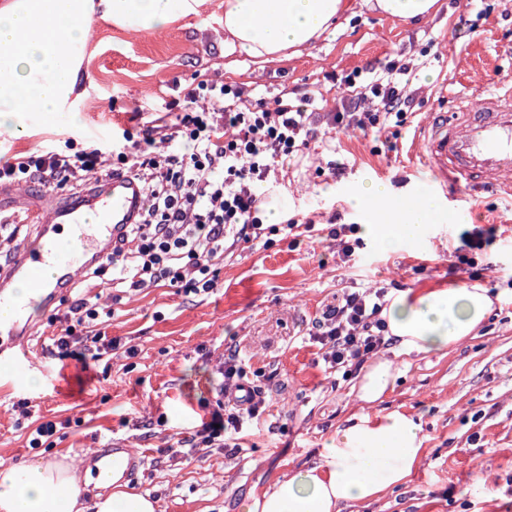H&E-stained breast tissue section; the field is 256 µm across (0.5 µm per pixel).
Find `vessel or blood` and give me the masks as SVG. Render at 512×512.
<instances>
[{
    "label": "vessel or blood",
    "mask_w": 512,
    "mask_h": 512,
    "mask_svg": "<svg viewBox=\"0 0 512 512\" xmlns=\"http://www.w3.org/2000/svg\"><path fill=\"white\" fill-rule=\"evenodd\" d=\"M412 154L432 172L436 190L444 192L466 182L512 195V81L502 79L489 90L459 96L452 111L433 112L419 124ZM144 198V188L122 174L105 178L75 197L34 193L27 220L34 224L40 244L23 246L0 264V305L14 308L9 320L0 321V352H11L18 360L29 359L32 353L30 322L16 302L15 283L30 282L39 302L51 307L61 293L70 291L78 271L110 255ZM65 230L70 233V248L55 249ZM45 267L51 276L43 281L39 272ZM94 459L121 470L126 479L145 464L142 456L117 442L97 449Z\"/></svg>",
    "instance_id": "vessel-or-blood-1"
}]
</instances>
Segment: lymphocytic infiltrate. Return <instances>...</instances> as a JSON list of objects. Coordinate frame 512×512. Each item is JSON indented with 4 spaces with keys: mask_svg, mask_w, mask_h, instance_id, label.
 <instances>
[{
    "mask_svg": "<svg viewBox=\"0 0 512 512\" xmlns=\"http://www.w3.org/2000/svg\"><path fill=\"white\" fill-rule=\"evenodd\" d=\"M413 67L391 60L373 71L366 85L354 78L346 84L353 93L344 110L315 112L309 98L241 103L239 90L210 79L199 80L185 95L183 113L174 123L146 130L142 139L130 131L108 141H89L76 148L73 139L29 156L0 160V181L34 180L61 189L103 174L110 158L123 173L145 186L146 202L135 223L126 230L92 276L110 272L113 287L138 291L160 284L184 293H207L217 286L218 265L238 242L263 233V183L280 162L317 138L321 126L381 131L390 120H403L412 99L406 92ZM387 289L343 292L315 322L314 337L323 345L322 359L331 370L362 365L385 344L387 324L382 317ZM96 303L76 299L66 316L64 335L55 337L59 357L69 356L77 334H84L89 361L114 355L120 341L99 326ZM224 389L246 392L188 438L215 448H237L246 419L259 415L265 398L258 385L248 384L236 352L224 359Z\"/></svg>",
    "mask_w": 512,
    "mask_h": 512,
    "instance_id": "lymphocytic-infiltrate-1",
    "label": "lymphocytic infiltrate"
}]
</instances>
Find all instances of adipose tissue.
<instances>
[{
	"label": "adipose tissue",
	"mask_w": 512,
	"mask_h": 512,
	"mask_svg": "<svg viewBox=\"0 0 512 512\" xmlns=\"http://www.w3.org/2000/svg\"><path fill=\"white\" fill-rule=\"evenodd\" d=\"M205 0H0V135L25 132L34 119L69 113L80 123L82 69L93 22L129 34H158L199 15ZM225 45L276 60L313 46L350 0H222ZM367 218L366 237L384 252L421 240L440 206L423 192L408 196L396 218L387 184L365 177L344 198ZM487 288H434L394 296L383 311L397 352L431 354L474 337L492 310ZM399 370L386 355L364 367L354 388L359 404L324 442L317 459L257 496L250 512H341L367 506L408 484L426 455L419 417L377 412ZM118 474L84 470L74 461L0 460V512H160L158 500L118 488Z\"/></svg>",
	"instance_id": "ef3b65f1"
}]
</instances>
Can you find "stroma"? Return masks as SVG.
I'll return each mask as SVG.
<instances>
[{
  "label": "stroma",
  "mask_w": 512,
  "mask_h": 512,
  "mask_svg": "<svg viewBox=\"0 0 512 512\" xmlns=\"http://www.w3.org/2000/svg\"><path fill=\"white\" fill-rule=\"evenodd\" d=\"M224 10L207 0L200 15L163 34L131 35L95 21L83 61L89 76L81 126L60 112L18 136H0V155L11 157L58 145L61 136L86 146L116 128L141 134L153 120L180 113L185 93L204 77L241 88L247 101L274 102L288 92L308 96L314 108L339 105L338 79L378 61L416 65L408 92L412 115L393 149L357 131L310 142L278 170L274 197H287L288 215L312 222V235L273 234L240 243L224 259L217 288L185 295L160 286L140 293L102 288L100 320L108 336L134 347L91 368L83 346L59 358L53 343L71 304L64 299L34 313V366L38 390L14 372L0 375V458L22 463L81 455L116 441L146 464L128 481L130 491L158 498L161 512H245L254 498L289 470L315 460L325 439L356 412L359 371L325 372L318 343L307 329L336 294L385 287L390 294L480 284L493 311L476 337L434 354H399L395 386L378 411L419 415L427 455L405 488L386 494L364 512H512V202L498 190L460 187L438 194L440 210L421 243L379 251L362 239L353 262H343L333 220L361 225L362 214L344 202L366 175L386 182L393 197L411 193L429 174L411 167L407 148L419 123L459 93L512 77V0H437L427 21L384 15L365 0L314 47L264 61L226 50L218 42ZM342 167L333 175L331 163ZM473 229L489 231L469 272L452 271L451 242ZM237 349L249 377L265 387L269 410L248 425L240 452L200 444L187 455L168 448L194 434L217 408L227 349ZM28 401L35 417L69 421L50 448L28 447L29 430L15 406ZM489 476L477 484L476 472Z\"/></svg>",
  "instance_id": "35a3bbf8"
}]
</instances>
